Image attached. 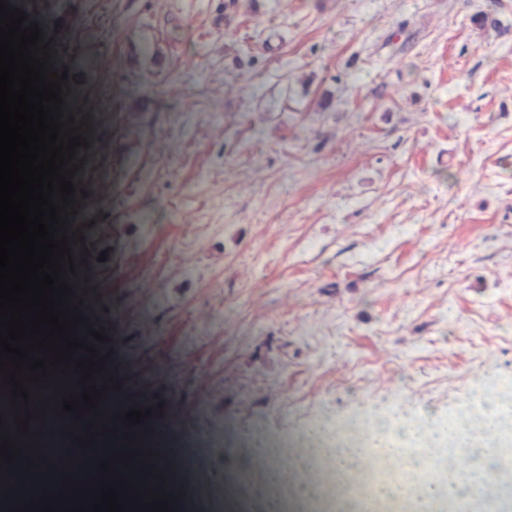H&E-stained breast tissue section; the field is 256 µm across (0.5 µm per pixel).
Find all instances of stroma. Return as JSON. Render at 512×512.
Returning <instances> with one entry per match:
<instances>
[{
	"label": "stroma",
	"instance_id": "35a3bbf8",
	"mask_svg": "<svg viewBox=\"0 0 512 512\" xmlns=\"http://www.w3.org/2000/svg\"><path fill=\"white\" fill-rule=\"evenodd\" d=\"M497 6L500 29L473 23ZM75 83L91 210L66 220L75 295L105 307L93 372L270 512L253 430L379 408L444 421L512 387V0H24ZM92 87L98 108L87 107ZM141 112L156 169L128 192ZM204 224L183 288L113 289L90 258L130 219ZM224 322L176 344L169 305Z\"/></svg>",
	"mask_w": 512,
	"mask_h": 512
}]
</instances>
